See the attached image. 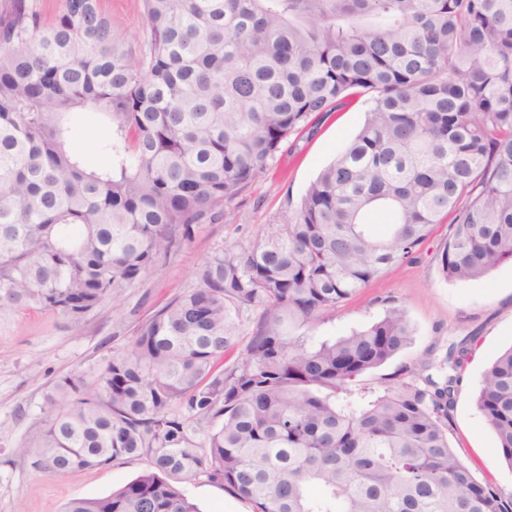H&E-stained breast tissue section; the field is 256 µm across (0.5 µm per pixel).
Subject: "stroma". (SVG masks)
<instances>
[{"mask_svg": "<svg viewBox=\"0 0 512 512\" xmlns=\"http://www.w3.org/2000/svg\"><path fill=\"white\" fill-rule=\"evenodd\" d=\"M101 5L119 20L122 47L138 52L146 24L143 0H101ZM364 111L355 105L324 114L314 129L291 136L269 160L261 179L219 203L211 219L196 225L191 239L161 259L140 283L123 289L118 299L104 301L80 326L48 309L0 310V512H62L70 499L110 495L149 471L144 458L57 477L40 471L34 448L46 426V402L56 382L70 376L95 383L112 356L131 346L142 322L196 286V272L209 256L255 242L267 225L287 223L309 184L359 131ZM449 232V225H436L414 259L341 302L333 320L318 326L316 333L337 337L379 319L387 306L405 309L412 341L366 374V387L394 378L403 367L440 361L451 342L474 336V354L458 372L448 440L479 478L511 493L512 469L495 451L475 394L482 370L512 345V262L478 281H446L435 256ZM184 492L199 512H253L249 502L204 477L186 485Z\"/></svg>", "mask_w": 512, "mask_h": 512, "instance_id": "35a3bbf8", "label": "stroma"}]
</instances>
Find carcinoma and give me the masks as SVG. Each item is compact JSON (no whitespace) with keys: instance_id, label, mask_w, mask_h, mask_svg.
I'll list each match as a JSON object with an SVG mask.
<instances>
[{"instance_id":"carcinoma-1","label":"carcinoma","mask_w":512,"mask_h":512,"mask_svg":"<svg viewBox=\"0 0 512 512\" xmlns=\"http://www.w3.org/2000/svg\"><path fill=\"white\" fill-rule=\"evenodd\" d=\"M139 55L99 0L0 5V309L73 325L141 281L213 208L260 179L313 119L357 103L364 123L286 224L211 255L199 284L141 323L94 385L55 384L43 473L127 457L151 471L63 512H198L201 475L253 512H512L448 442L474 337L436 370L367 373L412 341L389 307L334 340L308 335L411 259L435 224L445 280L512 261V0H144ZM103 115L105 163L72 147ZM373 212L393 220L384 231ZM244 308L260 310L224 361ZM476 407L512 468V346Z\"/></svg>"}]
</instances>
